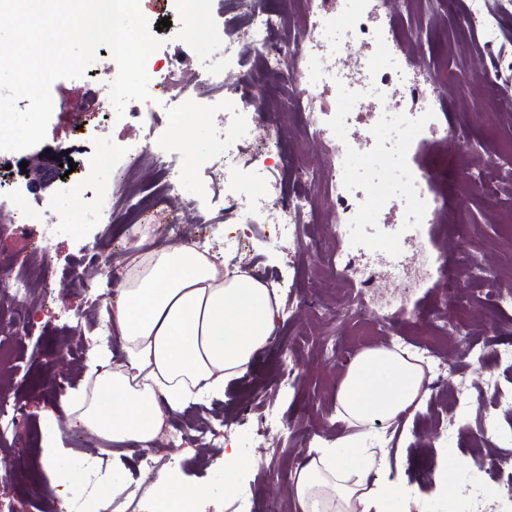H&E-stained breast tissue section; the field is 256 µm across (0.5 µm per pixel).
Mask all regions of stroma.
I'll return each mask as SVG.
<instances>
[{"instance_id":"obj_1","label":"stroma","mask_w":512,"mask_h":512,"mask_svg":"<svg viewBox=\"0 0 512 512\" xmlns=\"http://www.w3.org/2000/svg\"><path fill=\"white\" fill-rule=\"evenodd\" d=\"M139 2L149 23L170 19L155 55L180 59L185 82L194 83L202 63L236 78L235 54L246 25L242 0H197L196 21L188 31L180 25V0ZM468 5L469 0H397L394 6L396 23L407 33L401 49L416 73L435 66L467 78L469 92L464 98L458 96L454 83L438 87V101L450 123L470 131L467 151L458 152L441 140L416 141L401 122L408 105L393 89H386L383 102L376 106L389 115L377 135L409 144L404 159L379 163L377 175L390 200L411 198L410 172L427 167L438 173L436 190L452 208L464 212L461 223L414 225L413 237L402 249L401 259L409 270L432 264L436 274L431 279L409 286L393 275L389 264L393 241L378 237L377 232L383 223H399L398 212L385 217L373 214L368 223L339 227L331 221L335 198L321 195L317 218L303 225L301 244L290 248L272 241L271 224L256 221L243 232L234 215L222 214L226 190L244 186L260 192L265 184L250 156L223 160L220 137L267 147V164L276 170L288 195L315 188V181L303 172L306 159L318 158L324 168L333 161V145L310 133L296 109V91L289 82L265 72L259 62L251 63L252 93L270 107L261 125L221 129L214 117L197 112L193 100L179 104V112L192 113L193 123L175 146L181 191L171 205L178 208L188 200L200 201L213 221L183 225L180 236L167 237L166 245L204 237L208 249L224 260L228 270L265 273L283 296L276 341L256 354L245 375L225 386L223 398L192 403L169 416V434L181 431L184 443L171 442L168 435L152 449L154 461L148 470L155 473L172 463L183 481L209 487L204 500L208 512H235L238 497L225 494L220 463L229 443L249 463L242 489L257 506L265 512H294L291 472L318 440L332 441L344 432L336 419L335 396L353 356L343 349L326 354L327 338L356 343L358 321L374 312L382 320L370 338L374 347L396 336H411L416 321L443 330L437 309L445 293L444 272L458 262V244L465 237L475 240L481 274L457 286L453 333L442 357L443 376L438 385L428 387L421 409L407 422L362 426L363 445L386 454L390 465L411 480V494L400 512H452L454 497L434 494L432 477L444 459L458 457L467 464L456 472L454 483L473 485L480 512H512V469L485 473L478 465L482 458L512 459V410L496 404L498 391L512 392V362L495 357L498 348L512 345V311L497 310L483 300L489 288L512 291V229L505 223L512 214V182L486 168V158L492 154L504 162L512 160V111H489L495 92L482 75L484 52L476 39L454 23L455 14ZM219 21L224 22L226 33L223 43L217 44L210 30ZM111 66L110 52L97 51L89 74L58 80L51 87L53 112L43 145L70 148L75 170L68 177L57 179L46 192L30 193L17 164L22 156H33V149L22 154L0 151V258L31 274L26 291L12 290L0 297V322H13L21 305L36 312L26 335H0V386L6 390L0 407L7 411L19 407L27 415L21 426L0 425V512H60L65 489L51 483L41 464L43 412L58 409L69 390L82 382L84 356L103 334L93 321L100 315L97 295L109 282L87 257H108L132 238L163 228L159 222L106 226L86 221L92 209L121 203L128 190L146 193L159 179L157 170L146 162L138 166L130 184L124 174L90 164L102 142L137 147L156 124L146 116L116 125L104 113L93 111L91 101L105 86L91 76L109 72ZM462 165L482 174L485 191L457 183L455 170ZM51 199L74 214L75 223H35L29 234L16 233L19 215L37 216ZM238 234L243 237L241 249H225V240ZM338 252L349 258V265L333 262ZM342 280L357 293V309L341 307L336 284ZM251 400L267 406L276 417L266 438H259L254 427L237 422L239 405ZM141 455V449L128 446L122 456L134 483L147 470Z\"/></svg>"}]
</instances>
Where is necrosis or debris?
<instances>
[{"instance_id":"4bbe7bcc","label":"necrosis or debris","mask_w":512,"mask_h":512,"mask_svg":"<svg viewBox=\"0 0 512 512\" xmlns=\"http://www.w3.org/2000/svg\"><path fill=\"white\" fill-rule=\"evenodd\" d=\"M305 27L308 36L303 40L287 41L280 35L277 12L266 8L262 0H254L247 12V31L237 52L238 63L251 58L261 59L271 70L286 68L298 98L313 100L320 91L336 89L334 109H309L308 120L313 134L328 141H340L338 160L329 169L325 190L336 198L337 221L341 224L364 223L368 214L384 212L390 206L386 192L379 183H354L345 162L350 157L375 163L379 151L374 123L366 122L358 107L360 100L369 98L378 86L402 89L410 102L407 123L419 134L450 140L456 147L469 141L464 128L450 126L437 102L434 85L448 80L447 70L429 72L415 79L400 61V44L388 0H351L349 8L340 10L336 0H305ZM457 26L466 33L481 38L491 54L487 80L494 85L498 101L504 110L512 109L508 85L502 84L503 73L512 71V54L500 52L499 22L486 13L483 0H470L467 10L458 18ZM331 30V39H321V30ZM150 85L155 92L146 101L130 102L126 117L136 118L159 112L164 100L185 96L186 89L178 79L179 63L170 58L164 62L146 64ZM364 124L362 134L351 137L347 131L354 124ZM101 155L108 161H124L128 169L150 162L160 174V183L151 193L137 197L126 196L123 210L131 222L145 216L162 217L166 233L180 234L183 224H202L206 216L195 204L182 210L169 206L172 197L180 192L177 175V156L166 152L158 131H151L138 152L119 144L103 145ZM224 206L240 212L245 222L262 218L274 226L275 242L297 239L300 220L314 208L312 194L283 197L277 179H269L265 192L251 194L240 189L225 193Z\"/></svg>"}]
</instances>
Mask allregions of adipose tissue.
<instances>
[{"mask_svg":"<svg viewBox=\"0 0 512 512\" xmlns=\"http://www.w3.org/2000/svg\"><path fill=\"white\" fill-rule=\"evenodd\" d=\"M281 295L272 283L246 271L225 273L222 262L190 244L148 251L134 258L118 294L102 291L100 308L124 356H93L85 381L62 401L69 428L103 440L97 455L72 460L56 431L47 432L42 464L55 483L67 486L68 512H112L127 493L129 478L110 446L154 445L166 419L190 401L220 398L243 376L257 352L277 338ZM421 367L385 347L364 350L350 364L336 392V417L351 431L322 442L291 475L299 512H390L408 488L390 465L361 448L359 429L388 422L420 406ZM112 467L90 491L101 457ZM151 488L161 512H195L205 487L181 482L162 470Z\"/></svg>","mask_w":512,"mask_h":512,"instance_id":"ef3b65f1","label":"adipose tissue"}]
</instances>
